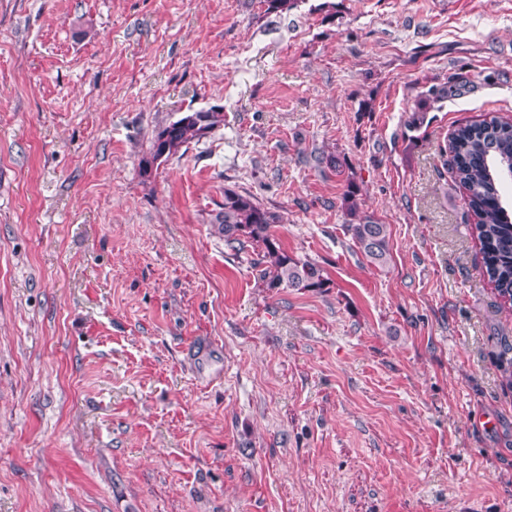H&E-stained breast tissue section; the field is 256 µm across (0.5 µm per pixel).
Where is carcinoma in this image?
<instances>
[{
	"label": "carcinoma",
	"mask_w": 512,
	"mask_h": 512,
	"mask_svg": "<svg viewBox=\"0 0 512 512\" xmlns=\"http://www.w3.org/2000/svg\"><path fill=\"white\" fill-rule=\"evenodd\" d=\"M224 125L220 109L182 112L159 126L149 156L142 160L148 173L154 164L168 160L192 142L208 137ZM455 180L465 190L472 216L470 235L481 254L485 275L500 300L499 310L512 311V220L502 205L500 173L512 170V123L495 118L458 126L447 141ZM342 207L353 223L346 225L353 244L377 266L390 256V229L373 213L359 211L356 191L348 187ZM281 216L264 208L252 195L224 189V202L209 214L226 246L235 250L251 243L259 248L253 266L271 289L302 291L327 288L330 279L317 263L288 252L274 235Z\"/></svg>",
	"instance_id": "obj_1"
}]
</instances>
